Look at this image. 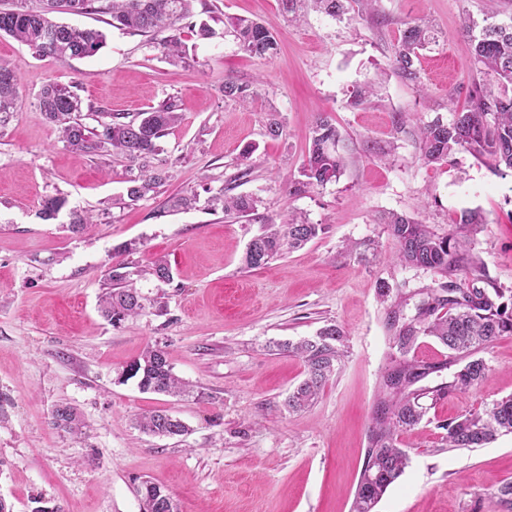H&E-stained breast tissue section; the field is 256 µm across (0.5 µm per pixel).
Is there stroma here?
<instances>
[{"label":"stroma","mask_w":512,"mask_h":512,"mask_svg":"<svg viewBox=\"0 0 512 512\" xmlns=\"http://www.w3.org/2000/svg\"><path fill=\"white\" fill-rule=\"evenodd\" d=\"M264 24L279 49L244 53L229 19ZM427 19L417 82L397 73L395 48L408 23ZM512 18V0H373L369 12L332 18L312 10L288 23L279 0H194L183 31L187 57L165 58L150 36L114 28L105 13L58 15L97 29L105 46L62 63L0 35V61L18 72L16 112L0 124V499L12 512H140L136 487L161 486L178 512H350L381 373L391 354L387 311L400 289L438 286L440 275L402 266L379 219L403 214L435 233L465 238L487 278L512 292V173L466 151L448 162L420 158L418 123L452 122L478 74L469 66L476 26ZM251 86L247 105L227 100L225 81ZM71 87L79 120L135 116L173 98L180 121L161 138L169 178L157 194L126 196L136 165L114 152L87 154L63 142L38 103L42 87ZM373 84L365 103L355 90ZM284 130L265 134L270 114ZM331 117L344 160L339 180L292 195L310 129ZM254 146L235 193L260 201L275 222L300 214L325 231L302 249L247 268L243 256L260 223L213 209L211 199ZM173 194L193 209L163 213ZM63 196L56 219L38 211ZM482 223L465 224L464 212ZM91 216L81 232L74 213ZM133 252H123L125 243ZM165 258L173 279L152 272ZM126 266L142 315L114 324L100 313L113 265ZM345 333L347 353L306 410L283 401L305 377L286 345L327 324ZM166 352L193 394L141 391L122 371L146 348ZM490 371L479 386L434 402L400 434L409 461L376 512H507L492 494L512 481V435L481 448H452L441 425L512 395V335L480 352ZM67 405L82 432L56 428ZM164 410L189 428L158 437L138 417Z\"/></svg>","instance_id":"1"}]
</instances>
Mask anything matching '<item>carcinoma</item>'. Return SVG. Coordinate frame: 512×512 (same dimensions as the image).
Segmentation results:
<instances>
[{
    "label": "carcinoma",
    "instance_id": "carcinoma-1",
    "mask_svg": "<svg viewBox=\"0 0 512 512\" xmlns=\"http://www.w3.org/2000/svg\"><path fill=\"white\" fill-rule=\"evenodd\" d=\"M30 0H16L0 8V33L27 46L38 56H50L66 61L96 54L105 44V35L95 29H79L50 19L53 13L87 14L96 10L95 0H37L38 6L28 7ZM193 0H108L102 12L111 15L110 25L131 32L148 33L155 48L169 59L186 55L180 36L179 23L192 17ZM282 10L295 20L302 6H312L333 18L346 14L353 5L369 0H280ZM238 44L245 53L265 58L277 50L275 35L263 24L237 18L230 21ZM430 27L424 23L407 24L395 50V65L399 75L410 82L418 78L415 61L419 50L430 38ZM470 66L479 74L491 77L488 84L478 83L470 91L468 109L456 113L448 124L437 118L419 127V148L422 159L430 163L448 161L453 153L464 150L478 159L492 161L493 169L512 172V20L504 24H489L470 43ZM224 98L245 104L253 96L250 86L233 80L224 82ZM19 106L17 75L13 67L0 63V124ZM39 107L46 119L60 129L64 141L84 153H96L106 146L135 162L158 152V140L178 120L176 104L165 99L136 117L124 121L121 114L109 115L100 128L89 129L73 120L81 111L80 97L69 88L49 83L39 96ZM339 133L327 117H319L312 126L302 179L291 183L289 193L296 195L312 188L324 187L339 179L343 159L336 146ZM250 148L241 155V172L249 173ZM239 175V176H241ZM234 176L224 187L225 194L217 197L224 213L241 217L257 211L258 200L249 195H230ZM167 179L166 171L147 164L140 166L138 176L130 179L127 197L137 202L154 194ZM62 196H49L41 203L39 215L52 220L66 206ZM387 230L397 245L396 259L410 268L432 271L442 277L458 274L479 277V259L467 243L452 234L438 235L421 222L392 213L385 219ZM324 231L321 224H312L302 217H290L282 224L270 223L247 246L244 262L249 268L260 267L275 257L297 249ZM124 265L112 267L113 287L100 302L102 315L112 323L141 314L144 306L136 288L123 272ZM422 299L415 314L403 313L406 297L387 313L389 341L395 353L381 375L377 404L372 417L364 464L357 482L351 512H374L388 488L402 474L408 453L398 445V433L419 425L425 408L424 397L433 401L480 385L489 367L477 356L498 337L512 335V312L500 302L502 291L493 283L485 288H450L441 283L437 288L420 291ZM429 336L448 350L453 362L462 366L448 381L433 387L414 385L433 373L448 368V363L431 364L410 356L419 337ZM344 333L336 325L322 327L316 335L287 344L288 351L303 359L306 378L288 394L284 407L297 412L316 399L323 383L332 375L344 356ZM125 377L138 380L144 391L158 394H182L185 385L172 373L165 352L147 348L126 369ZM56 427L65 431L78 430V417L73 408L59 406L53 411ZM139 428L152 435L179 437L188 428L179 419L154 412L138 421ZM446 431L450 448H480L498 437L512 434V397L503 398L482 411L462 414L439 425ZM147 512H170V495L160 486L144 481L137 489Z\"/></svg>",
    "mask_w": 512,
    "mask_h": 512
}]
</instances>
